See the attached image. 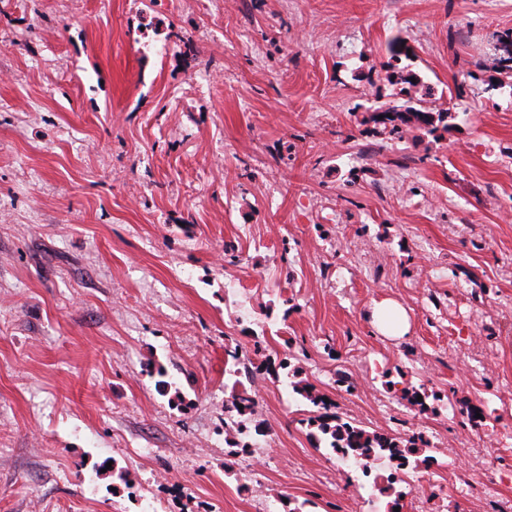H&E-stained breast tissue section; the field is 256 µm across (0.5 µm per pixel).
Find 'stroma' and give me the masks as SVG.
Listing matches in <instances>:
<instances>
[{
	"label": "stroma",
	"instance_id": "stroma-1",
	"mask_svg": "<svg viewBox=\"0 0 512 512\" xmlns=\"http://www.w3.org/2000/svg\"><path fill=\"white\" fill-rule=\"evenodd\" d=\"M508 29L512 0H0V512L512 502ZM395 40L447 131L376 133ZM300 379L429 467L337 471ZM495 50L497 67L501 73L512 77V30L498 34ZM394 313L398 317V321L395 325L389 326L383 320L387 314ZM375 326L385 335L388 336H404L409 330L408 319L404 311L395 303L391 301H381L375 304L372 313Z\"/></svg>",
	"mask_w": 512,
	"mask_h": 512
}]
</instances>
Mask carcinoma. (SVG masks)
I'll return each mask as SVG.
<instances>
[{
    "instance_id": "1",
    "label": "carcinoma",
    "mask_w": 512,
    "mask_h": 512,
    "mask_svg": "<svg viewBox=\"0 0 512 512\" xmlns=\"http://www.w3.org/2000/svg\"><path fill=\"white\" fill-rule=\"evenodd\" d=\"M497 67L512 77V30L498 34L495 46ZM391 72L386 80L398 87L396 95L402 103L388 106V116L379 121L383 131L390 136L401 138L404 133L414 128H426L435 133L439 128H448L445 124L448 113L434 111L423 106L424 98L429 95V87L419 75L411 70L395 69L389 65ZM293 392L308 401L316 411L308 419L309 426L316 429L318 440L335 452L350 455L356 461L386 462L402 471L413 464L427 463L421 457L424 443L412 437L402 441L388 434L370 432L362 427L342 420L335 412L334 402H325L326 395L316 391L314 386L304 382L292 384ZM255 399L248 395H234L224 409L234 411L247 418L254 415Z\"/></svg>"
}]
</instances>
